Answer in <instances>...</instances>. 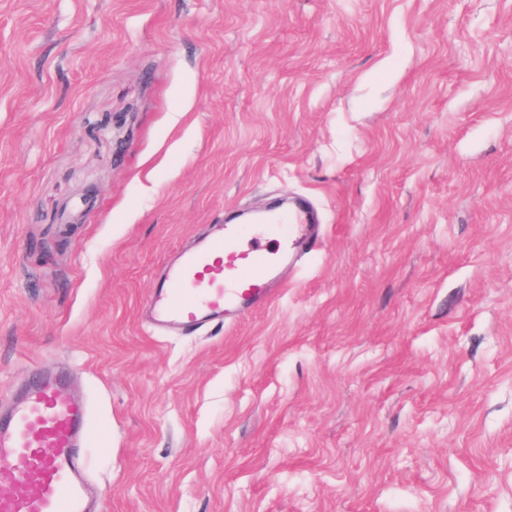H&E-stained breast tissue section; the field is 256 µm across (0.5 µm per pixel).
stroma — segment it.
<instances>
[{"instance_id":"35a3bbf8","label":"stroma","mask_w":512,"mask_h":512,"mask_svg":"<svg viewBox=\"0 0 512 512\" xmlns=\"http://www.w3.org/2000/svg\"><path fill=\"white\" fill-rule=\"evenodd\" d=\"M282 198L273 301L149 325ZM39 367L110 512H512V0H0V403Z\"/></svg>"}]
</instances>
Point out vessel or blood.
<instances>
[{"label":"vessel or blood","instance_id":"obj_1","mask_svg":"<svg viewBox=\"0 0 512 512\" xmlns=\"http://www.w3.org/2000/svg\"><path fill=\"white\" fill-rule=\"evenodd\" d=\"M304 210L270 211L256 223L225 222L220 234L168 266L151 304L154 324L188 331L223 324L269 302L280 263L304 247ZM277 239V250L258 236ZM85 402L63 396L58 378H36L0 415V512H107L81 463L95 443Z\"/></svg>","mask_w":512,"mask_h":512}]
</instances>
